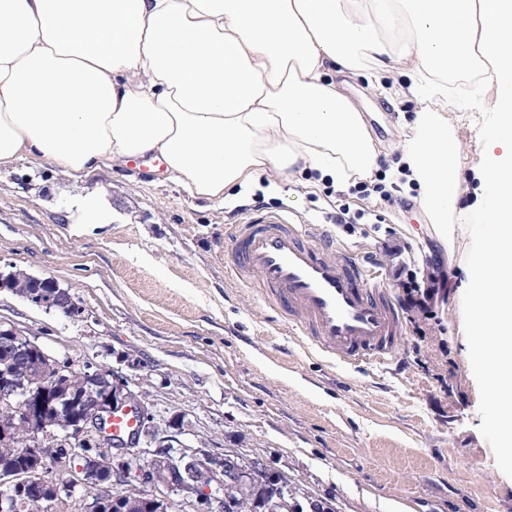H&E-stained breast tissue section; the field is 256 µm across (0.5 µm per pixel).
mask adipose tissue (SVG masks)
<instances>
[{
	"label": "adipose tissue",
	"instance_id": "obj_1",
	"mask_svg": "<svg viewBox=\"0 0 512 512\" xmlns=\"http://www.w3.org/2000/svg\"><path fill=\"white\" fill-rule=\"evenodd\" d=\"M401 68L420 105L401 165L436 235L477 222L469 268L476 369L512 370V0H0V166L69 172L154 155L214 201L253 176L372 179L380 149L332 71ZM495 89L481 123L490 202L462 207L449 84ZM512 460V383L487 390Z\"/></svg>",
	"mask_w": 512,
	"mask_h": 512
}]
</instances>
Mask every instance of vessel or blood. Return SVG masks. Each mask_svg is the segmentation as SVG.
<instances>
[{
    "label": "vessel or blood",
    "mask_w": 512,
    "mask_h": 512,
    "mask_svg": "<svg viewBox=\"0 0 512 512\" xmlns=\"http://www.w3.org/2000/svg\"><path fill=\"white\" fill-rule=\"evenodd\" d=\"M228 273L257 281L278 324L351 370L392 363L405 338L402 311L352 252L322 227L265 213L226 225Z\"/></svg>",
    "instance_id": "b4317fda"
}]
</instances>
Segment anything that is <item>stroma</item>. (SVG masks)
<instances>
[{
    "instance_id": "stroma-1",
    "label": "stroma",
    "mask_w": 512,
    "mask_h": 512,
    "mask_svg": "<svg viewBox=\"0 0 512 512\" xmlns=\"http://www.w3.org/2000/svg\"><path fill=\"white\" fill-rule=\"evenodd\" d=\"M382 154L375 174L390 200L337 246L372 258L388 230L408 243L414 269L441 268L448 298L433 320L406 322L397 374L336 366L302 339L277 332L257 284L225 270L224 227L248 213L288 211L327 224L336 197L313 171L262 173L223 201L191 192L151 159L106 161L70 175L23 157L0 166V272L50 278L83 314L71 319L0 288V322L49 355L93 365L142 392L158 425L182 426L172 457L230 450L277 472L294 501L331 512H512V466L489 422L485 381L470 362L468 263L480 229L464 226L444 247L417 193L388 176L401 157V123L417 109L394 69L379 81L348 79ZM462 144L464 206H485L477 127L448 115ZM94 195L111 224L85 230L67 216Z\"/></svg>"
}]
</instances>
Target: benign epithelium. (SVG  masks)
Returning a JSON list of instances; mask_svg holds the SVG:
<instances>
[{"mask_svg":"<svg viewBox=\"0 0 512 512\" xmlns=\"http://www.w3.org/2000/svg\"><path fill=\"white\" fill-rule=\"evenodd\" d=\"M0 288L25 296L29 302L48 311L60 312L69 317L80 315L74 298L66 289L57 287L51 279H38L16 270L7 275L0 273ZM9 344L25 351L38 344L24 336L20 330L0 323V345ZM44 367L40 374L33 375L26 370L6 368L0 371V433L11 442L20 443L23 453H37L43 464L64 479L53 485L56 500L84 490L81 497L83 512H102L105 500H112L118 508L127 501L124 495H114L103 486L102 476H113L112 484L129 482V465L137 464L140 444L152 440L159 448L171 447L173 436L159 435L154 415L141 392L116 382L112 374L97 367L88 369L84 375L81 400L84 406L82 417L75 421L64 417L56 407L58 378L73 371V364L67 359H58L43 354ZM134 409L140 414L137 431L123 439L111 437L112 431L106 426L109 416L116 411ZM61 438L68 447L64 455H48L45 442ZM88 446L96 447L94 453L85 451ZM201 467L204 478L188 474V469ZM145 473L147 483L163 485L170 491L191 499L192 505L200 512H209L213 504L212 493L204 489L220 491L233 488L240 496L249 499L251 506L261 505L264 512H288L284 496L273 495L271 500H260L264 489L281 488L280 476L261 460H255L243 467L229 455L204 453L182 464L173 461L169 455L156 454ZM42 483L39 475L20 478L8 472L0 473V501L6 506L26 496L27 489ZM130 504L137 499L132 498Z\"/></svg>","mask_w":512,"mask_h":512,"instance_id":"7a95c632","label":"benign epithelium"}]
</instances>
